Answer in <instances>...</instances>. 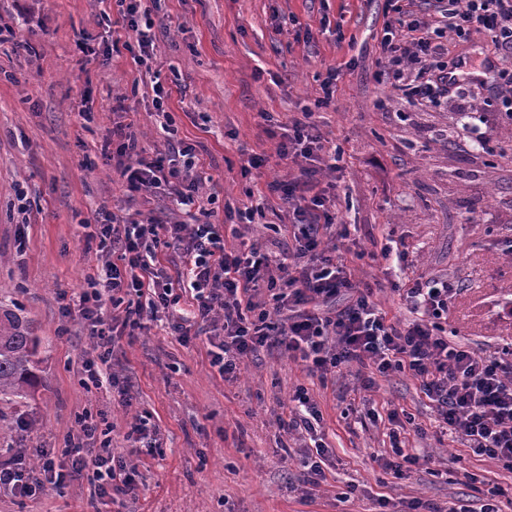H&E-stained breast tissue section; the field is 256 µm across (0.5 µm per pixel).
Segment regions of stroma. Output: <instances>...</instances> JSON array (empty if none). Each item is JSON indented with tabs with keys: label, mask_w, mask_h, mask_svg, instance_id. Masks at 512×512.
Wrapping results in <instances>:
<instances>
[{
	"label": "stroma",
	"mask_w": 512,
	"mask_h": 512,
	"mask_svg": "<svg viewBox=\"0 0 512 512\" xmlns=\"http://www.w3.org/2000/svg\"><path fill=\"white\" fill-rule=\"evenodd\" d=\"M154 26L146 64L112 50L116 0H0V28L28 37L0 42V302L19 309L40 338V384L24 404L0 402V461L62 455L83 421L108 440V455L133 469L121 502L88 479L45 484L33 496L0 489V512H512V471L469 455L441 433L438 414L408 373L376 376L371 366L338 367L326 378L274 347L248 355L234 377L209 364L205 337L181 344L165 313L122 337L111 371L131 405L86 382L95 338L79 315L86 274L96 266L83 225L102 212L154 213L170 224L219 225L226 245L255 243L283 258L289 223L270 184L299 166L280 159V127L312 110L325 145L321 180L335 184L336 214L349 238L325 246L353 280L380 282L374 299L390 318L413 315L392 292L380 249L405 242L410 278L454 287L445 329L451 341L490 354L512 342V119L496 108L494 81L466 79L436 105L408 103L378 79L380 41L398 16L387 0H144ZM456 68L502 60L478 33L437 41ZM338 78L330 105H317L328 69ZM158 71L172 126L163 133L148 70ZM122 101L147 155L194 151L187 181L203 211H185L164 191L128 192L100 145ZM267 164L244 172L248 156ZM264 198L271 212L235 224L231 212ZM322 415L329 448L325 478L304 482L310 439L284 431L298 389ZM414 419L400 438L417 464L394 473L391 411ZM146 420L141 439L132 426ZM356 490L340 500L347 484Z\"/></svg>",
	"instance_id": "1"
}]
</instances>
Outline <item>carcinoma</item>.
<instances>
[{"instance_id": "1", "label": "carcinoma", "mask_w": 512, "mask_h": 512, "mask_svg": "<svg viewBox=\"0 0 512 512\" xmlns=\"http://www.w3.org/2000/svg\"><path fill=\"white\" fill-rule=\"evenodd\" d=\"M39 346L31 320L10 309L0 313V399L21 402L35 395Z\"/></svg>"}]
</instances>
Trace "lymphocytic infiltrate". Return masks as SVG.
I'll use <instances>...</instances> for the list:
<instances>
[{"label":"lymphocytic infiltrate","mask_w":512,"mask_h":512,"mask_svg":"<svg viewBox=\"0 0 512 512\" xmlns=\"http://www.w3.org/2000/svg\"><path fill=\"white\" fill-rule=\"evenodd\" d=\"M479 31L505 55L512 56V0H448L439 26L418 20L400 21L381 40L388 62L383 76L410 98L434 104L449 92L448 74L435 58L436 38L466 39ZM104 157L116 160L128 191L148 194L162 188L186 207H201L196 186L185 183L182 169L191 166L190 148L177 157H147L131 124L113 123L101 145ZM280 153L301 162L298 179L270 185L291 211L294 249L290 262H272L257 245L226 246L214 224H167L150 216L120 221L107 216L84 236L96 245L98 263L86 277L82 314L95 327L98 361L86 363L95 384L115 385L104 369L112 345L125 329L140 326L145 313L166 310L168 325L180 342L193 329L214 339L210 364L221 376L239 372L245 357L267 345L266 318H283L278 341L291 359L312 376L326 377L333 368L358 364L380 375L409 373L434 403L443 428L464 439L473 456L487 457L512 470V344L481 355L449 340L451 286L445 281H408L400 289L413 320L387 319L373 299L372 285H357L342 259L325 247L333 235L336 210L333 195L323 187L319 161L326 153L314 132L311 113L292 118L281 135ZM170 249L176 276L166 275L161 249ZM279 278H272L271 268ZM273 293V310L258 302L260 287ZM190 296L192 317L178 313L183 296ZM94 430L86 426L72 445L71 477L91 473L101 491L125 494L134 483L120 462L85 454L84 442ZM55 456L42 451L37 469L25 472L16 463H0V488L26 494L55 474Z\"/></svg>","instance_id":"lymphocytic-infiltrate-1"}]
</instances>
